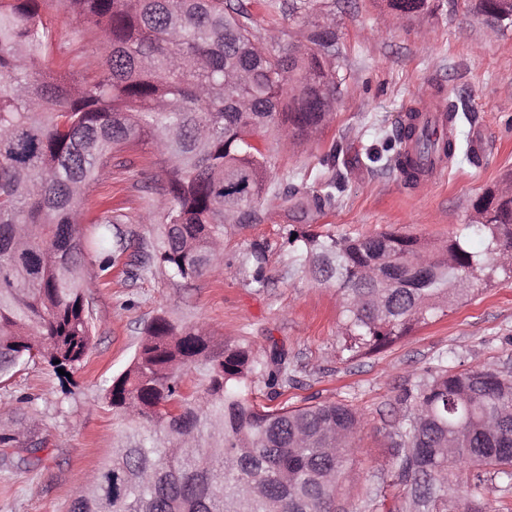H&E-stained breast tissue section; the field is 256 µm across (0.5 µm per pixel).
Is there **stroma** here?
Returning a JSON list of instances; mask_svg holds the SVG:
<instances>
[{"label":"stroma","instance_id":"35a3bbf8","mask_svg":"<svg viewBox=\"0 0 512 512\" xmlns=\"http://www.w3.org/2000/svg\"><path fill=\"white\" fill-rule=\"evenodd\" d=\"M319 3L320 10L293 16L256 13L268 40L294 38L318 21L333 23L338 36L342 86L333 120L303 145L267 142L277 160L273 181L296 173L315 192L319 158L336 151L345 190L333 209L310 212L307 221L316 230L351 238L394 231L448 240L471 223L478 195L512 172V31L491 30L462 6L418 23L382 12L372 0ZM54 21L73 56L84 61L98 54L97 35L86 23L62 9ZM452 92L468 110L455 130L457 156L433 184L412 188L394 170L362 159L364 148L401 113L420 102L447 104ZM165 180L149 150L127 152L82 204L85 231H92V218L103 210L119 207L131 220V235L112 268L87 267L94 338L85 365L64 382L51 368L32 363L0 383V424L15 437L0 445V512H68L74 489L94 481L124 427L104 403V390L129 365L145 324L159 314L258 352L278 345L292 377L285 399L355 408L362 424L336 512H400L405 498L394 483L392 446L406 412L402 393L440 364L512 373V278L475 285L428 323L353 356L344 349L338 291L294 273L286 238L296 217L276 204L265 205L261 223L227 225L220 271L189 282L162 273L149 258L157 227L138 218ZM255 242L268 245L261 287L240 267Z\"/></svg>","mask_w":512,"mask_h":512}]
</instances>
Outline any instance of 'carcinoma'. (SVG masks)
<instances>
[{"label":"carcinoma","instance_id":"obj_1","mask_svg":"<svg viewBox=\"0 0 512 512\" xmlns=\"http://www.w3.org/2000/svg\"><path fill=\"white\" fill-rule=\"evenodd\" d=\"M315 0H0V382L40 360L69 373L84 362L93 326L84 270L105 271L125 250L106 210L93 238L80 202L122 153L148 145L167 185L156 209L153 262L191 280L222 268L224 227L254 224L268 200L297 213L336 204V152L319 159V190L271 181L276 159L260 143L303 142L332 120L339 87L336 30L315 24L268 48L253 10L294 14ZM421 21L438 0H382ZM89 24L105 56L76 62L49 14ZM490 27L512 28V0H469ZM452 157L454 140L400 126L369 147L371 164L414 177L405 145ZM469 238L440 245L393 231L338 237L288 230L297 270L342 296L347 348L379 349L476 283L512 276V194L488 187L473 203ZM266 247L241 268L264 285ZM285 353L259 356L217 342L202 326L164 315L144 328L129 366L103 399L125 428L93 484L69 512H335L339 480L361 426L339 402H280ZM268 389V402L254 397ZM411 403L393 444L404 512H507L489 482L512 485V375L436 367L403 392Z\"/></svg>","mask_w":512,"mask_h":512}]
</instances>
